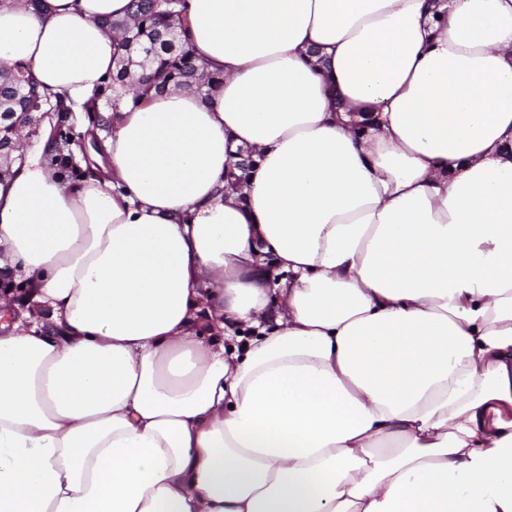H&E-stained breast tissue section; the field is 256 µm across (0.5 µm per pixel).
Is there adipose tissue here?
<instances>
[{
  "mask_svg": "<svg viewBox=\"0 0 512 512\" xmlns=\"http://www.w3.org/2000/svg\"><path fill=\"white\" fill-rule=\"evenodd\" d=\"M129 4L0 0L102 146L0 178V512H512V0H184L223 83L93 123Z\"/></svg>",
  "mask_w": 512,
  "mask_h": 512,
  "instance_id": "1",
  "label": "adipose tissue"
}]
</instances>
